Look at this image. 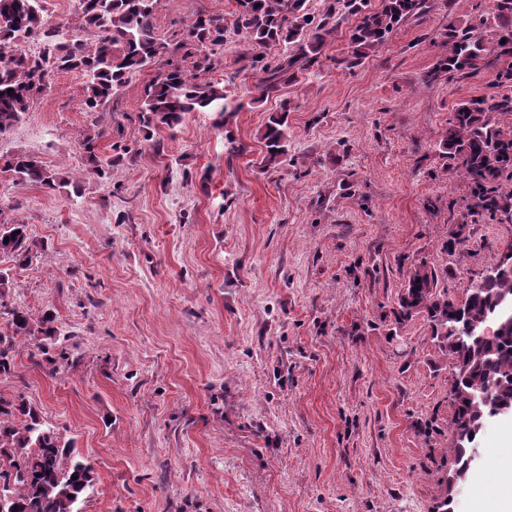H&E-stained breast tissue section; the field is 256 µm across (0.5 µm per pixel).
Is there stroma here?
Here are the masks:
<instances>
[{"label": "stroma", "mask_w": 512, "mask_h": 512, "mask_svg": "<svg viewBox=\"0 0 512 512\" xmlns=\"http://www.w3.org/2000/svg\"><path fill=\"white\" fill-rule=\"evenodd\" d=\"M486 0H423L354 68V16L317 72L254 102L240 43L215 79L244 107L226 127L193 112L176 128L137 109L156 70L101 111L60 72L0 158L37 156L68 179L51 191L0 177V218L29 224L41 258L15 269V301L52 312L48 354L19 345L0 394L22 395L97 475L83 512H482L512 466V414L486 419L465 480L453 466L454 374L423 318L392 310L409 268L436 267L449 298L512 244V223L466 210L437 143L457 102L497 91V70L429 80L449 24ZM236 0H157V35L201 11L232 25ZM289 106L287 159L262 135ZM103 132L97 174L81 142ZM464 236L455 254L447 242Z\"/></svg>", "instance_id": "obj_1"}]
</instances>
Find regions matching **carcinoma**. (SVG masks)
Returning <instances> with one entry per match:
<instances>
[{
    "label": "carcinoma",
    "mask_w": 512,
    "mask_h": 512,
    "mask_svg": "<svg viewBox=\"0 0 512 512\" xmlns=\"http://www.w3.org/2000/svg\"><path fill=\"white\" fill-rule=\"evenodd\" d=\"M157 0H80L81 25L100 34L87 44L68 38L66 29L52 24L39 0H0V137L8 134L27 111L30 101L50 87L57 72H80L86 78L85 106L96 111L122 91L136 72L153 66L156 79L146 88L138 107L144 126L158 123L171 129L191 112H214L223 126L243 103L227 102L224 85L209 78L213 56L226 44L224 17L200 12L185 33L161 39L156 35ZM356 17L349 31L350 54L341 60L352 68L383 45L394 28L418 13L422 0H336ZM233 30L247 44L238 62L257 74L258 103L320 63L338 27L331 8L320 21L310 17L308 0H237ZM40 37L48 52L31 56L23 44ZM280 48L272 64L263 51ZM506 64L498 72L504 91L488 98L457 102L448 128L439 141L448 170L469 188L468 209L491 218L512 213V124L497 116L512 112V0H493L491 11L465 28L448 25V50L440 53L429 79L471 74L490 57ZM192 57V69L183 61ZM265 164L276 166L288 154V113L269 115L263 135ZM17 185L35 184L54 190L68 181L47 169L33 154L18 153L5 161ZM9 241H4V238ZM29 225L0 220V259L24 267L38 257ZM439 271L422 260L408 272L395 323L426 317L432 339L453 360L455 375L450 394L456 411L453 421L454 465L466 464L490 405L512 406V328L492 335L467 336L462 329L484 328L498 315L499 300L512 296V273L486 280L478 276L464 289L457 306L439 289ZM14 286L12 267H0V308ZM6 330H0V376L15 371L17 342L35 336L54 340L60 335L47 314L35 323L20 306L4 311ZM77 479H72V476ZM91 464L74 454L56 427L24 398L0 395V512H82L80 505L93 492Z\"/></svg>",
    "instance_id": "1"
}]
</instances>
